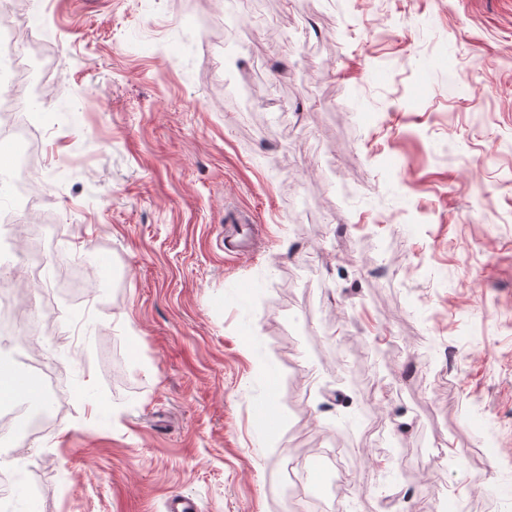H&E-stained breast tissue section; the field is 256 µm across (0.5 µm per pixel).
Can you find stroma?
<instances>
[{
	"label": "stroma",
	"mask_w": 512,
	"mask_h": 512,
	"mask_svg": "<svg viewBox=\"0 0 512 512\" xmlns=\"http://www.w3.org/2000/svg\"><path fill=\"white\" fill-rule=\"evenodd\" d=\"M262 2L16 0L57 89L22 303L67 332L0 512H283L294 455L340 512H512V0ZM252 213L234 210L224 215V250L240 252L247 247L249 225L253 224Z\"/></svg>",
	"instance_id": "1"
}]
</instances>
